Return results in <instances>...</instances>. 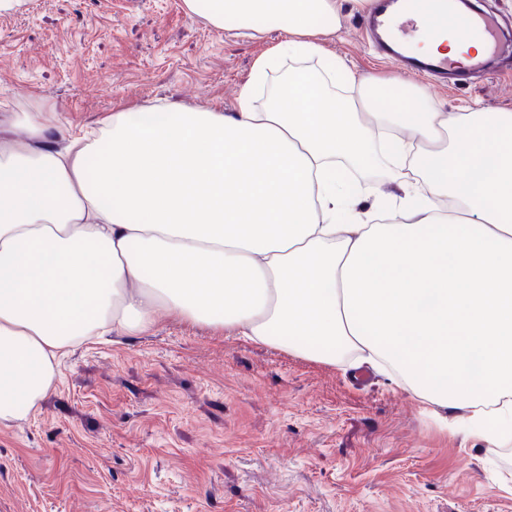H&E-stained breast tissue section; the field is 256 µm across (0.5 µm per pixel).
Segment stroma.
<instances>
[{
	"instance_id": "35a3bbf8",
	"label": "stroma",
	"mask_w": 512,
	"mask_h": 512,
	"mask_svg": "<svg viewBox=\"0 0 512 512\" xmlns=\"http://www.w3.org/2000/svg\"><path fill=\"white\" fill-rule=\"evenodd\" d=\"M341 0L322 46L356 77L397 70ZM282 39L211 27L183 0H24L0 12V113L93 128L121 106L235 111L255 59ZM417 102L512 112L492 66ZM330 365L160 315L60 360L29 418L0 424V512H512V441L480 442L372 368Z\"/></svg>"
}]
</instances>
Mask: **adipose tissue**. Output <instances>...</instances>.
I'll return each mask as SVG.
<instances>
[{"label": "adipose tissue", "instance_id": "adipose-tissue-1", "mask_svg": "<svg viewBox=\"0 0 512 512\" xmlns=\"http://www.w3.org/2000/svg\"><path fill=\"white\" fill-rule=\"evenodd\" d=\"M184 4L286 35L237 111L121 108L62 146L41 113L0 114V423L28 418L63 351L165 312L311 361L363 357L486 443L512 438V112L384 105L382 81L333 56L270 83L323 54L337 0ZM419 46L485 50L448 32ZM387 161L399 218L379 223L336 167Z\"/></svg>", "mask_w": 512, "mask_h": 512}]
</instances>
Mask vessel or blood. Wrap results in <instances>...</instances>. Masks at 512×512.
Instances as JSON below:
<instances>
[{
	"label": "vessel or blood",
	"instance_id": "obj_1",
	"mask_svg": "<svg viewBox=\"0 0 512 512\" xmlns=\"http://www.w3.org/2000/svg\"><path fill=\"white\" fill-rule=\"evenodd\" d=\"M448 19L454 28L465 35L482 36L490 54H498L503 44L500 28L494 16L458 12L456 0H447ZM422 0H374V5L363 19L364 29L378 52L400 68L425 73L438 79L458 72V64L445 56L417 58L406 50L414 25L423 17Z\"/></svg>",
	"mask_w": 512,
	"mask_h": 512
}]
</instances>
